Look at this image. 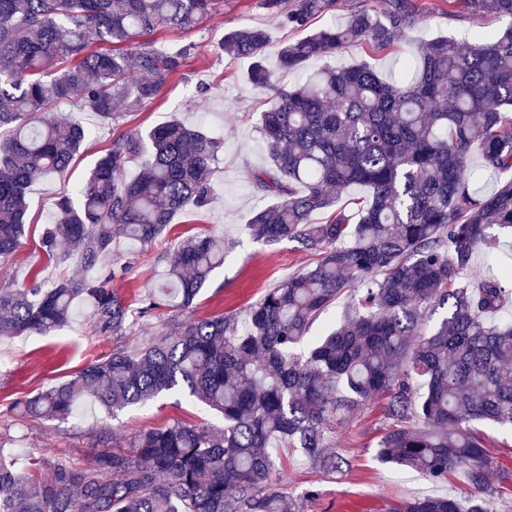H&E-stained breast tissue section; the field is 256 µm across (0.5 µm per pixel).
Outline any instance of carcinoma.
<instances>
[{
	"label": "carcinoma",
	"mask_w": 512,
	"mask_h": 512,
	"mask_svg": "<svg viewBox=\"0 0 512 512\" xmlns=\"http://www.w3.org/2000/svg\"><path fill=\"white\" fill-rule=\"evenodd\" d=\"M334 0H298L286 23L301 27ZM215 0H0V258L25 235L28 192L66 171L89 138L78 119L42 114L61 101L114 122L154 99L191 50L155 51L161 29L190 31ZM472 17L512 20V0H446ZM417 0H367L343 25L278 52V69L361 46L397 51ZM265 30L224 36L222 50L252 60L248 81L271 90L260 134L268 168L247 182L277 203L254 214L252 236L295 241L313 266L267 290L242 317L181 321L140 347L117 349L23 403L29 416L65 417L92 396L107 411L182 390L219 413L224 427L168 424L137 434L131 450L106 451L85 467L60 455L29 459L31 473L0 448V512H303L269 489L275 448L336 467L325 423L386 400L389 427L377 459L440 482L464 472L481 489L485 450L472 424L512 425V322L492 317L512 302V273L464 282L494 226L512 228V179L480 193L477 172L512 170V27L486 42L441 38L418 48L384 80L369 64L327 66L291 88L273 82ZM136 46L135 65L121 51ZM221 142L173 120L112 139L77 199L60 198L42 237L48 260L77 257L92 270L125 238L148 244L175 215L203 209ZM478 152L479 165L470 164ZM142 160L135 179L126 165ZM367 196L350 212L333 193ZM317 214L323 221H314ZM224 264V240L191 236L167 257L149 307L191 306ZM358 289L343 322L307 356L294 354L310 324ZM93 307V332L121 336L132 304L100 277L0 288V339L64 326L75 302ZM447 316L422 331L427 312ZM51 477H38L42 469ZM390 512H494L473 495L413 498Z\"/></svg>",
	"instance_id": "carcinoma-1"
}]
</instances>
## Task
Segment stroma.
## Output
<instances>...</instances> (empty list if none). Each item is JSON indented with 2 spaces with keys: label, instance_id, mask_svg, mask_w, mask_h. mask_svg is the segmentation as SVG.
I'll use <instances>...</instances> for the list:
<instances>
[{
  "label": "stroma",
  "instance_id": "35a3bbf8",
  "mask_svg": "<svg viewBox=\"0 0 512 512\" xmlns=\"http://www.w3.org/2000/svg\"><path fill=\"white\" fill-rule=\"evenodd\" d=\"M296 0H217L212 13L195 30L166 29L153 36L154 46L167 52L192 45L181 69L168 76L157 97L126 113L119 123L103 124L93 112L64 104L49 109L52 119L64 122L73 117L91 131V136L61 174L47 175L31 187L26 214L27 233L11 260L0 261V286L30 285L32 277L45 282L78 278L84 273L75 260H46L41 239L51 224L55 202L75 196L81 181L108 148L113 137L125 132H147L177 118L206 129L221 141L212 183L215 192L210 205L201 211L177 215L167 230L151 244L141 246L117 239L109 255L102 258L96 273L105 277L108 288L126 302L139 304L157 286L165 270L166 255L178 241L194 235L215 234L232 242L223 266L215 269L186 312L170 307L150 310L137 318L120 336H93L91 307L76 305L71 320L60 329L0 340V446L11 449L19 464L33 455L63 454L85 465L105 448H124L141 430L176 421L196 426H221L219 416L182 392H166L151 404L130 406L108 413L86 398L74 417L57 420L29 418L18 411L20 402L61 381L70 379L92 361L103 359L119 348L132 349L145 339L170 332L182 316L196 319L215 314H245L269 288L307 269L313 254L298 243L282 241L268 245L253 239L248 228L260 196L247 183L244 173L268 166L269 156L258 127L268 92L254 90L248 80L249 60L235 59L220 49L226 33L243 28L267 31L268 60H275L285 44L303 37L305 30L284 22ZM420 12L400 45L399 55H371L355 46L345 52L310 60L307 72L325 66L366 62L383 78L400 68L402 57L415 54L421 43L437 37L458 38L479 31L485 40L496 39L506 20L471 16H449L444 0H418ZM492 238L474 256L469 277L501 272L512 266V229L492 228ZM389 421L383 400L333 425L328 441L341 457L340 468L327 471L319 464L296 458L281 449L284 469L275 476L273 490L304 497L307 512H387L389 506L412 497L451 495L460 499L473 494L467 478L457 472L447 480L432 482L421 473L382 464L376 458L378 443ZM487 453L484 495L497 512H512V427L476 424Z\"/></svg>",
  "mask_w": 512,
  "mask_h": 512
}]
</instances>
